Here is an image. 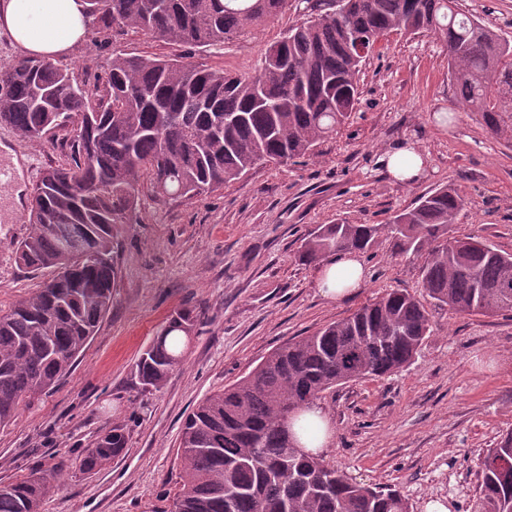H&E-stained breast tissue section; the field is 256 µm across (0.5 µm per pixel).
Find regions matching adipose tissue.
<instances>
[{"label":"adipose tissue","mask_w":512,"mask_h":512,"mask_svg":"<svg viewBox=\"0 0 512 512\" xmlns=\"http://www.w3.org/2000/svg\"><path fill=\"white\" fill-rule=\"evenodd\" d=\"M88 26L85 0H0V32L34 56L56 59L69 54ZM365 280L362 262L347 252L324 264L317 282L324 295L337 298Z\"/></svg>","instance_id":"1"}]
</instances>
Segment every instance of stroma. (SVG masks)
I'll return each mask as SVG.
<instances>
[{
    "label": "stroma",
    "instance_id": "stroma-1",
    "mask_svg": "<svg viewBox=\"0 0 512 512\" xmlns=\"http://www.w3.org/2000/svg\"><path fill=\"white\" fill-rule=\"evenodd\" d=\"M466 13L512 36V0H459ZM289 0L265 26L233 42L171 45L133 31L90 25L61 66L104 83L113 50L182 56L203 68L247 73L265 49L300 23ZM360 103L336 138L314 156L264 164L192 200L143 191L139 223L124 225L112 309L58 386L0 428V484L32 468L72 461L97 435L120 425L126 451L93 473L62 476L44 512H169L181 474L186 415L206 396L251 371L273 349L343 318L385 290L420 294L421 259L392 255L387 240L361 255L366 281L343 299L320 293L317 264L299 257L319 225L382 224L439 185L468 201L451 228L512 254V147L497 142L455 99L448 54L431 34L391 33L360 75ZM427 156L423 174L395 180L380 158L402 141ZM26 207L0 222V309L47 279L20 267L13 244L29 231ZM206 322L161 391L141 393L140 354L180 310ZM432 332L412 363L384 378L323 394L332 444L326 461L358 481L398 490L413 512L438 500L466 512L478 484L477 458L512 431V316L430 307Z\"/></svg>",
    "mask_w": 512,
    "mask_h": 512
}]
</instances>
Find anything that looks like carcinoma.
<instances>
[{
  "label": "carcinoma",
  "instance_id": "1",
  "mask_svg": "<svg viewBox=\"0 0 512 512\" xmlns=\"http://www.w3.org/2000/svg\"><path fill=\"white\" fill-rule=\"evenodd\" d=\"M315 15L266 48L252 73L229 74L181 58L145 59L112 51L105 83L89 90L50 60L23 58L0 72V124L46 138L67 156L33 188L29 233L16 261L52 277L0 315V427L49 394L74 365L112 308L114 243L137 223L140 182L163 198L191 200L267 163L313 154L352 115L366 56L392 32L432 33L448 52L455 96L489 133L512 147V39L457 0H304ZM102 29L125 28L172 44L222 45L277 17L288 0H85ZM466 207L454 187H436L387 224H322L302 245L316 263L344 251L367 253L392 240L423 259L430 303L462 314L512 312V254L481 238H449ZM53 228L48 229L46 225ZM82 238L86 255L60 249ZM200 325L191 311L170 319L135 364L143 392L163 388L182 363L179 336ZM424 303L391 289L350 315L274 349L235 383L201 400L186 417L178 451L182 482L173 512H410L395 489L352 481L306 452L282 420L315 405L340 384L407 367L431 335ZM124 428L98 435L76 462L92 472L120 456ZM469 512H512V432L478 459ZM66 464L35 468L0 485V512H41Z\"/></svg>",
  "mask_w": 512,
  "mask_h": 512
}]
</instances>
